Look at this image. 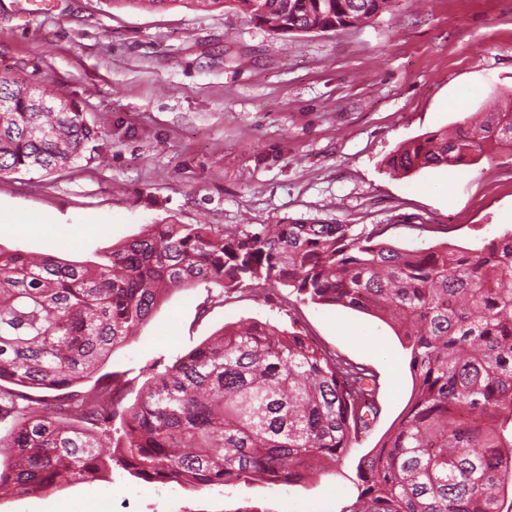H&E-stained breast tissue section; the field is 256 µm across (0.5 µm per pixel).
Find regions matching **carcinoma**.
Instances as JSON below:
<instances>
[{
	"label": "carcinoma",
	"instance_id": "carcinoma-1",
	"mask_svg": "<svg viewBox=\"0 0 512 512\" xmlns=\"http://www.w3.org/2000/svg\"><path fill=\"white\" fill-rule=\"evenodd\" d=\"M116 8H235L281 36L352 27L392 0H110ZM0 75V175L100 158L103 131L79 106ZM512 151V110L442 127L393 152L397 175ZM203 285L291 288L388 323L415 389L393 431L361 457L343 512H512V232L473 252L405 250L376 227L149 224L86 264L0 249V493L39 495L117 465L148 484L293 485L325 471L380 413L377 374L296 325L226 326L136 400L101 373L165 295Z\"/></svg>",
	"mask_w": 512,
	"mask_h": 512
}]
</instances>
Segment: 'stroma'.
<instances>
[{
  "label": "stroma",
  "mask_w": 512,
  "mask_h": 512,
  "mask_svg": "<svg viewBox=\"0 0 512 512\" xmlns=\"http://www.w3.org/2000/svg\"><path fill=\"white\" fill-rule=\"evenodd\" d=\"M53 90L102 125L100 160L0 177V249L100 261L147 224H379L403 249L475 250L512 230V152L407 177L400 145L512 108V0H394L368 23L278 36L233 9L0 0V74ZM74 235L59 243L60 229ZM298 324L378 374L369 435L298 485L149 486L121 467L0 512H343L358 461L409 407L408 353L386 323L287 288L169 294L105 365L140 389L224 326Z\"/></svg>",
  "instance_id": "obj_1"
}]
</instances>
